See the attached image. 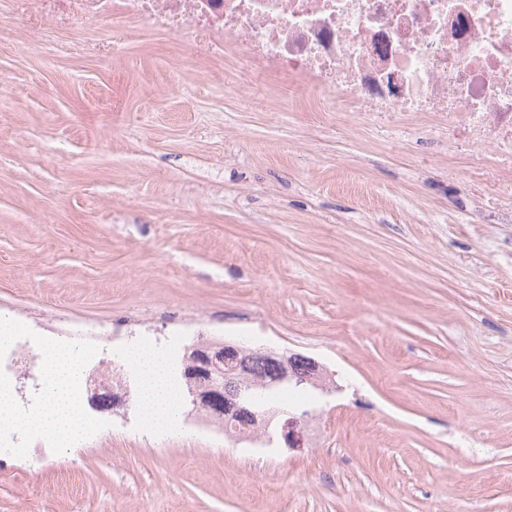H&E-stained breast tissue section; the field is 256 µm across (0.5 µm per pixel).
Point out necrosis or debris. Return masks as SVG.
<instances>
[{
    "mask_svg": "<svg viewBox=\"0 0 512 512\" xmlns=\"http://www.w3.org/2000/svg\"><path fill=\"white\" fill-rule=\"evenodd\" d=\"M74 15L114 10L186 39L204 34L257 75L301 79L330 109L350 104L364 124L392 128L430 114L458 155L501 195L512 172V0H67ZM489 154L477 155L476 147ZM30 327L0 317V341L19 369H0V391L21 374L52 388L50 347L30 352Z\"/></svg>",
    "mask_w": 512,
    "mask_h": 512,
    "instance_id": "necrosis-or-debris-1",
    "label": "necrosis or debris"
}]
</instances>
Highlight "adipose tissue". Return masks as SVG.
I'll use <instances>...</instances> for the list:
<instances>
[{"label": "adipose tissue", "mask_w": 512, "mask_h": 512, "mask_svg": "<svg viewBox=\"0 0 512 512\" xmlns=\"http://www.w3.org/2000/svg\"><path fill=\"white\" fill-rule=\"evenodd\" d=\"M53 358L52 391L39 413L27 421L26 427L71 443L84 432L83 416L71 398L74 358L71 350L66 348L55 351ZM125 358L142 373L140 408L145 426L160 432L173 429L177 420L179 390L165 355L151 348L135 346L126 351Z\"/></svg>", "instance_id": "obj_1"}]
</instances>
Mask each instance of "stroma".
<instances>
[{
  "label": "stroma",
  "mask_w": 512,
  "mask_h": 512,
  "mask_svg": "<svg viewBox=\"0 0 512 512\" xmlns=\"http://www.w3.org/2000/svg\"><path fill=\"white\" fill-rule=\"evenodd\" d=\"M432 120L367 129L282 76L0 0V316L97 340L312 358L311 442H235L138 400L0 456V512H512V223Z\"/></svg>",
  "instance_id": "stroma-1"
}]
</instances>
